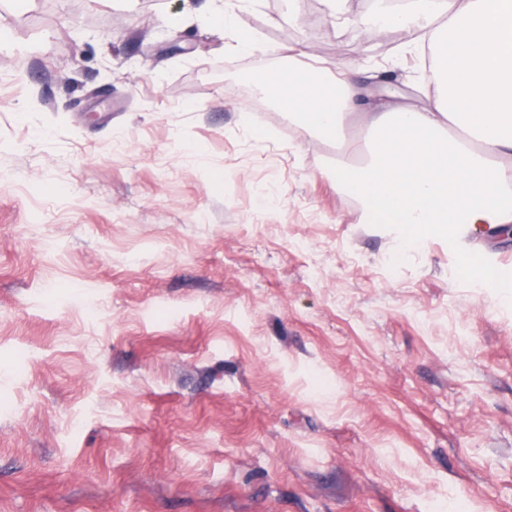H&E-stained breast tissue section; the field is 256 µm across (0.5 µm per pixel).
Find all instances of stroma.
Here are the masks:
<instances>
[{"label": "stroma", "mask_w": 512, "mask_h": 512, "mask_svg": "<svg viewBox=\"0 0 512 512\" xmlns=\"http://www.w3.org/2000/svg\"><path fill=\"white\" fill-rule=\"evenodd\" d=\"M216 5L0 0V512H512V237L404 249L254 82L424 56ZM247 0H226L224 11H214L208 16L209 24L214 28L232 29L235 28L236 9L241 8Z\"/></svg>", "instance_id": "obj_1"}]
</instances>
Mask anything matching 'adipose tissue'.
I'll return each mask as SVG.
<instances>
[{"label":"adipose tissue","instance_id":"1","mask_svg":"<svg viewBox=\"0 0 512 512\" xmlns=\"http://www.w3.org/2000/svg\"><path fill=\"white\" fill-rule=\"evenodd\" d=\"M362 22L438 48L435 93L421 107L380 104L362 161L337 164V187L413 249L512 224V0H374ZM257 83L305 135L343 144L355 86L319 68H267Z\"/></svg>","mask_w":512,"mask_h":512}]
</instances>
